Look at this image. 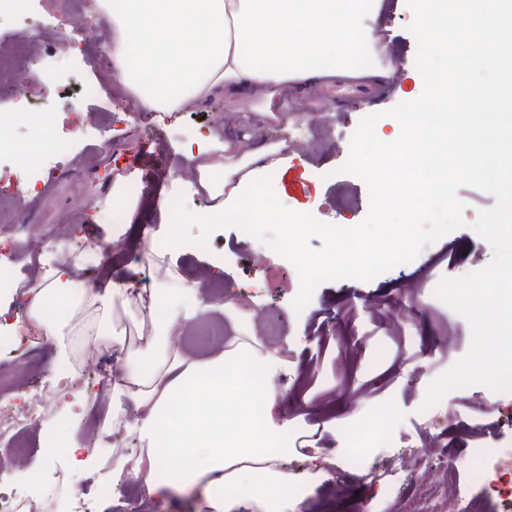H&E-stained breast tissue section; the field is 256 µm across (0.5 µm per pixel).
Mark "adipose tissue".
<instances>
[{
  "instance_id": "1",
  "label": "adipose tissue",
  "mask_w": 512,
  "mask_h": 512,
  "mask_svg": "<svg viewBox=\"0 0 512 512\" xmlns=\"http://www.w3.org/2000/svg\"><path fill=\"white\" fill-rule=\"evenodd\" d=\"M112 26L105 49L117 84L149 113L177 111L185 104L256 91L274 96L280 87L306 88L335 76H353L357 60L377 43L378 13L370 0H95ZM203 38H194V31ZM150 82L133 79L131 48ZM229 141H215L224 166L213 174L196 166L201 188L213 198L212 213L227 221L254 180L269 165L268 147L241 155ZM64 245L47 258L49 273L33 290L30 317L76 334L98 350L118 353L121 382L107 390L106 417L113 428H133L147 459L153 488H195L213 500L216 486L235 490L251 483L265 512L288 501L289 475L277 464L287 458L288 426L271 409L281 391L273 380L286 363L254 336L205 360L181 352L171 333L177 323L208 311L194 286L158 283L162 312L145 309L137 276L105 288L76 289ZM68 298V313L54 312ZM137 322L129 339L125 320Z\"/></svg>"
}]
</instances>
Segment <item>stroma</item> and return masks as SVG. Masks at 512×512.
Masks as SVG:
<instances>
[{
    "label": "stroma",
    "instance_id": "stroma-1",
    "mask_svg": "<svg viewBox=\"0 0 512 512\" xmlns=\"http://www.w3.org/2000/svg\"><path fill=\"white\" fill-rule=\"evenodd\" d=\"M384 17L382 38L388 46L372 66L390 64L394 74L384 83H364L352 94V82L288 93L273 113L255 111L252 101L215 96L186 106L163 123L146 125L134 98L121 92L102 46L112 37L105 18L95 13L93 0H32L27 15L0 25V45L31 33L27 68L53 72L40 97H0V110L44 113L52 140L69 147L56 156L45 189L32 187L12 154L0 152V196L11 198L13 210L29 214L28 231L12 222V212H0V247L19 252L17 271L32 282L42 280L45 257H31L28 239L48 238L66 246L68 259L76 261V282L104 285L113 271L125 270L123 258L111 264L84 261L89 244L112 241L114 227H122L129 251L145 253L147 243L161 237L171 215L163 201L173 185L185 191L187 208L198 214L210 211L211 200L183 163L187 144L205 145L232 128V152L256 146L282 145L288 167L276 175L274 191L290 209L311 214L325 223H361L370 207L366 184L342 172L347 143L362 114H384V132H392L390 109L416 99L423 80L415 67L417 43L409 30L413 14L406 0H378ZM93 27L92 37L80 35L63 58L50 52L63 32ZM93 84L94 95L81 96L83 83ZM116 159L113 183L135 172L148 190L131 209H115L107 223L88 203L105 200L111 185L102 179L103 166ZM464 224L426 246L412 263L397 265L371 280L325 282L317 286L302 311L292 303L298 294L295 270L287 259L258 241H244L239 229L215 230L209 251L186 245L165 253L163 262L180 270L181 277L199 289L211 306L209 318L222 324L225 337L253 332L263 336L258 323L265 312L278 315L281 327L274 351L286 353L283 399L275 414L287 418L292 452L286 466L295 480H307L312 464L323 471L345 467L340 430L363 420L387 424L397 448H379L373 462L379 474L398 471L410 477L407 493L422 498L427 512H448L446 471L429 468L426 449L448 451L449 468L465 474L472 465L471 448L484 437L485 424L512 417V391L495 392L482 385L455 389L426 412H419L429 384L469 348L467 321L442 303L435 288L441 278L461 277L485 267L493 257L490 245L474 230L480 210L492 207L488 192L463 187ZM234 302L238 312L224 311ZM8 311V332L30 335L23 352H0V368L22 363L18 378H52L61 366L59 338L54 333L22 322L13 296L0 294V308ZM104 405L91 408L79 422L75 437L93 443L96 466L71 471L67 456L43 451L47 422L34 425L25 466L0 469V489L24 483L26 471H41L47 479L72 472L84 485L94 512H209L192 494H174L158 500L146 487L129 480L113 481L112 455L120 448L133 453L141 443L125 430L104 431ZM382 487L373 477H350L335 483L313 485L295 512H400L401 503L382 499Z\"/></svg>",
    "mask_w": 512,
    "mask_h": 512
}]
</instances>
